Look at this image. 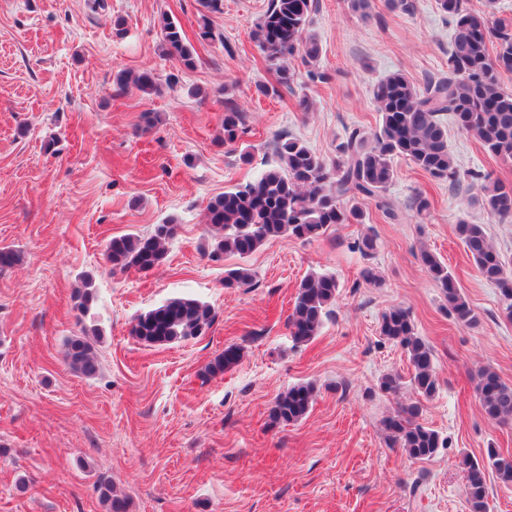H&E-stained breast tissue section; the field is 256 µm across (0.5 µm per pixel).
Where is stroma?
Masks as SVG:
<instances>
[{
    "label": "stroma",
    "instance_id": "stroma-1",
    "mask_svg": "<svg viewBox=\"0 0 512 512\" xmlns=\"http://www.w3.org/2000/svg\"><path fill=\"white\" fill-rule=\"evenodd\" d=\"M268 3L222 0L209 15L211 41L200 36L198 0H104L100 10L94 0H0V248L20 255L0 270V512H105L101 480L127 496L129 512H468L462 456L512 453V425L489 421L475 392L488 366L512 384V320L456 234L461 220L485 225L512 255V223L473 206L470 179L481 171L512 182V161L485 153L456 126L448 143L461 185L395 160L387 194L398 219L363 203V223L310 243L267 242L245 260L252 286L225 288L224 270L237 259L209 255L210 199L252 178L278 136L297 137L330 162L351 130L372 136L373 89L389 73L420 87L448 71L453 26L436 0H371L365 14L349 0H317L309 30L328 81H311L296 61L291 90L259 95L257 84L275 81L251 39ZM165 15L194 46L195 68L166 54ZM116 16L126 20L125 37L112 35ZM123 70L153 71L159 93L117 92L113 78ZM228 96L248 127L234 147L220 141ZM146 112L160 118L148 131ZM420 196L428 202L421 217L412 206ZM166 220L178 232L161 266L111 272L109 239L146 235ZM369 230L378 248L365 258L351 244ZM423 246L457 279L475 325L446 312L417 257ZM368 266L381 285L359 283ZM312 272L336 274L341 290L319 335L296 345L288 317ZM86 274L98 298L82 313ZM182 295L214 307L206 335L162 347L131 336L136 315ZM394 306L410 311L435 351L439 392L423 420L448 446L429 460H409L382 428L397 400L413 397L378 389L386 373H412L405 352L379 334ZM92 329L99 368L85 377L64 363L63 344ZM231 345L238 363L206 376ZM298 383L315 387L310 412L273 423L276 398Z\"/></svg>",
    "mask_w": 512,
    "mask_h": 512
}]
</instances>
